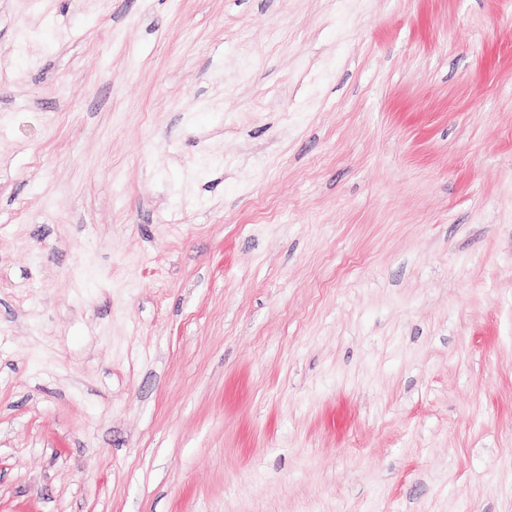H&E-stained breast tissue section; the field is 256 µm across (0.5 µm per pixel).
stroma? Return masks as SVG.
Segmentation results:
<instances>
[{
    "label": "stroma",
    "instance_id": "35a3bbf8",
    "mask_svg": "<svg viewBox=\"0 0 512 512\" xmlns=\"http://www.w3.org/2000/svg\"><path fill=\"white\" fill-rule=\"evenodd\" d=\"M0 512H512V0H0Z\"/></svg>",
    "mask_w": 512,
    "mask_h": 512
}]
</instances>
